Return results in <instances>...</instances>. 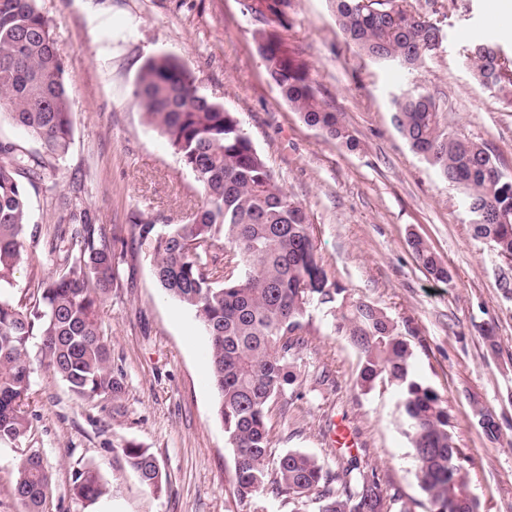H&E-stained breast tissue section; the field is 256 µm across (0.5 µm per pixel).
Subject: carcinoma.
<instances>
[{"mask_svg":"<svg viewBox=\"0 0 512 512\" xmlns=\"http://www.w3.org/2000/svg\"><path fill=\"white\" fill-rule=\"evenodd\" d=\"M345 41L376 63L420 67L441 48L439 22L408 7L407 0H332ZM292 0H246L258 53L282 98L303 121L354 151L359 141L321 96L311 68L288 46ZM465 63L478 83L512 105V57L493 41L470 46ZM57 41L37 0H0V110L38 140L46 155L63 158L72 138L71 107ZM134 98L195 175L202 202L181 224L132 225L152 257L159 286L202 326L218 401L216 417L234 451L239 500L259 494L283 498L302 512H393L401 500L382 488L374 469L357 458L336 471L314 456L289 450L272 456L270 404L294 387V360L304 345L303 319L319 302L335 310V331L358 351L356 386L387 383L401 393L399 408L416 460V479L434 512H479L467 497L470 472L456 444L445 399L416 379L412 350L381 308L339 299L317 254L305 207L288 195L244 132L236 113L199 95L196 77L177 58L145 61ZM392 122L411 151L458 188L471 214V232L504 261L502 283H512V178L486 143L445 127L439 106L423 88L392 100ZM39 161L12 144H0V445L16 444L31 429L27 408L33 373L28 352L40 337V353L76 396L117 402L123 383L112 375L110 346L99 311L116 286V254L106 234L77 222L51 243L55 272L26 305L13 293L24 262L28 192L22 177ZM224 243V253L215 251ZM420 265L437 282L448 269L420 237L410 239ZM141 483L158 493L163 475L148 449L121 446ZM49 475L35 454L21 459L13 494L22 512H42ZM77 497L106 494L99 473L73 475Z\"/></svg>","mask_w":512,"mask_h":512,"instance_id":"1","label":"carcinoma"}]
</instances>
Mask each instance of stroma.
Wrapping results in <instances>:
<instances>
[{
  "label": "stroma",
  "mask_w": 512,
  "mask_h": 512,
  "mask_svg": "<svg viewBox=\"0 0 512 512\" xmlns=\"http://www.w3.org/2000/svg\"><path fill=\"white\" fill-rule=\"evenodd\" d=\"M289 44L298 49L331 106L359 139L350 151L306 125L267 75L240 0H38L64 62L72 140L63 159L39 168L26 188L27 260L13 293L29 300L53 272L48 249L69 214L85 212L115 243L117 286L100 310L121 377L119 402H88L41 361L33 363L31 432L0 446V512H19L13 495L21 458L38 453L50 475L43 512H290L288 502L234 494V454L215 416L208 339L193 313L157 284L148 251L134 240L141 219L178 224L196 209L200 187L166 137L134 101L139 70L170 54L197 78L200 95L236 112L282 187L302 202L330 279L348 298L382 308L407 332L419 377L447 400L457 444L468 457L470 492L481 512H512V294L499 286L500 260L475 240L459 192L415 155L392 123L393 94L424 87L450 130L488 142L512 176V107L483 88L462 63L473 43L491 40L512 55V17L489 21L487 0H411L440 20L446 38L413 74L371 61L342 37L329 0H292ZM419 236L451 279L434 281L409 245ZM297 355L299 383L269 411L273 454L300 450L335 469L330 437L344 424L361 465L411 512L432 505L414 476L394 387L361 392L358 355L335 333L327 308L312 304ZM492 328L499 354L488 351ZM502 422L482 433L477 409ZM148 448L166 479L142 485L120 449ZM84 466L108 493L88 502L72 491Z\"/></svg>",
  "instance_id": "obj_1"
}]
</instances>
